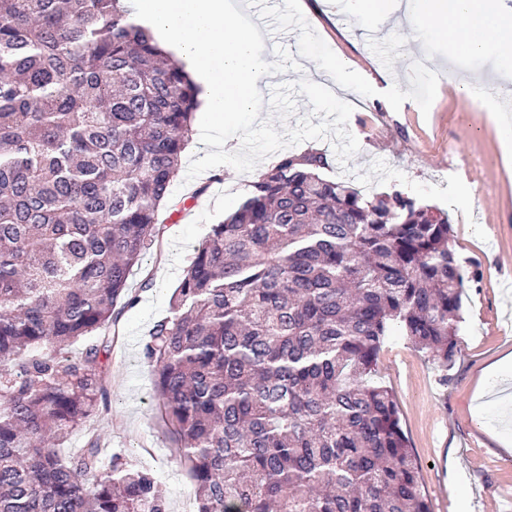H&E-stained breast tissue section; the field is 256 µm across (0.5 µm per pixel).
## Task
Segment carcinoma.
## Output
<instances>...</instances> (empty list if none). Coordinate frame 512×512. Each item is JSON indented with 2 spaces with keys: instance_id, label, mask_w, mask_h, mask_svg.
I'll use <instances>...</instances> for the list:
<instances>
[{
  "instance_id": "1",
  "label": "carcinoma",
  "mask_w": 512,
  "mask_h": 512,
  "mask_svg": "<svg viewBox=\"0 0 512 512\" xmlns=\"http://www.w3.org/2000/svg\"><path fill=\"white\" fill-rule=\"evenodd\" d=\"M198 88L124 0H0V512H168L154 472L64 439L105 396L117 321ZM282 156L212 227L143 357L197 512H430L394 332L441 367L465 271L448 214Z\"/></svg>"
}]
</instances>
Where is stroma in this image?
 Returning <instances> with one entry per match:
<instances>
[{
    "label": "stroma",
    "mask_w": 512,
    "mask_h": 512,
    "mask_svg": "<svg viewBox=\"0 0 512 512\" xmlns=\"http://www.w3.org/2000/svg\"><path fill=\"white\" fill-rule=\"evenodd\" d=\"M303 14L363 82L348 120L359 149L329 178L372 195L399 190L447 212L449 246L466 271L459 343L449 369L432 363L401 336L387 337L374 381L394 395L431 512H512V381L489 390L485 370L512 352V174L503 165L504 130L459 89L490 76L503 56L455 54L431 33L408 37V24L365 31L349 0H300ZM207 146L188 144L159 209L154 241L127 282L133 303L105 332V398L62 445L84 448L98 436L108 453L152 469L169 512L193 504L191 481L164 433L143 358L149 333L168 311L196 248L212 225L238 205L254 171L211 168L188 178Z\"/></svg>",
    "instance_id": "1"
}]
</instances>
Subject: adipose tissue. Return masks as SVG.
Instances as JSON below:
<instances>
[{"label": "adipose tissue", "mask_w": 512, "mask_h": 512, "mask_svg": "<svg viewBox=\"0 0 512 512\" xmlns=\"http://www.w3.org/2000/svg\"><path fill=\"white\" fill-rule=\"evenodd\" d=\"M361 23L390 20L394 8L410 9L419 28L448 35L452 51L480 54L512 47V7L504 0H355Z\"/></svg>", "instance_id": "adipose-tissue-1"}]
</instances>
